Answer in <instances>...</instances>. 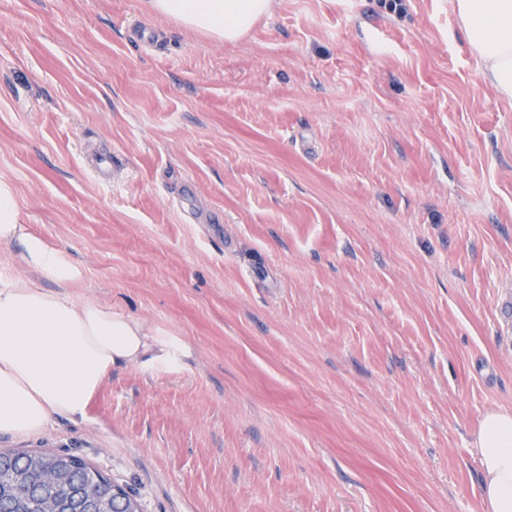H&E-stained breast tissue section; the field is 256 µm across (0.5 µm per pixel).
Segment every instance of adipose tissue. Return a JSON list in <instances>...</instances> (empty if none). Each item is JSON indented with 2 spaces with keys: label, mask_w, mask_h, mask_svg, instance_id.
<instances>
[{
  "label": "adipose tissue",
  "mask_w": 512,
  "mask_h": 512,
  "mask_svg": "<svg viewBox=\"0 0 512 512\" xmlns=\"http://www.w3.org/2000/svg\"><path fill=\"white\" fill-rule=\"evenodd\" d=\"M149 13L230 44L268 15L272 0H146ZM460 38L484 80L512 100V0H455ZM21 242L28 275H0V434L43 433L54 417L84 418L114 365L181 371L192 346L168 326L78 300L79 269L64 251L29 234L0 184V242ZM488 512H512V412L481 419L474 439Z\"/></svg>",
  "instance_id": "ef3b65f1"
}]
</instances>
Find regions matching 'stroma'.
Segmentation results:
<instances>
[{
  "mask_svg": "<svg viewBox=\"0 0 512 512\" xmlns=\"http://www.w3.org/2000/svg\"><path fill=\"white\" fill-rule=\"evenodd\" d=\"M403 4L274 0L228 44L143 0H0L19 223L77 296L194 350L174 374L114 366L85 419L0 450L81 457L141 512H486L474 436L512 410V101L454 0Z\"/></svg>",
  "mask_w": 512,
  "mask_h": 512,
  "instance_id": "1",
  "label": "stroma"
}]
</instances>
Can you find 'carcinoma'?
I'll return each instance as SVG.
<instances>
[{
    "label": "carcinoma",
    "mask_w": 512,
    "mask_h": 512,
    "mask_svg": "<svg viewBox=\"0 0 512 512\" xmlns=\"http://www.w3.org/2000/svg\"><path fill=\"white\" fill-rule=\"evenodd\" d=\"M4 462L0 482V512H40L42 500L30 492L41 466L58 465L71 484L101 499L110 512H139L140 504L122 486L112 483L82 458L65 454L13 450L0 452Z\"/></svg>",
    "instance_id": "carcinoma-1"
}]
</instances>
